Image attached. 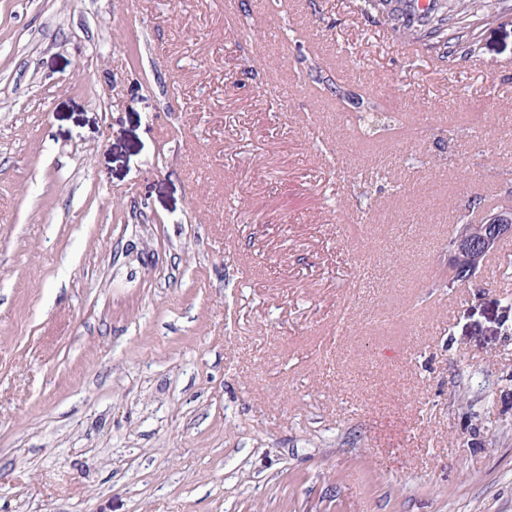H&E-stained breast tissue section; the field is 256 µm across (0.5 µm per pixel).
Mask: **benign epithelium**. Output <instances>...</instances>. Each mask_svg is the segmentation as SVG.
I'll list each match as a JSON object with an SVG mask.
<instances>
[{
  "instance_id": "1",
  "label": "benign epithelium",
  "mask_w": 512,
  "mask_h": 512,
  "mask_svg": "<svg viewBox=\"0 0 512 512\" xmlns=\"http://www.w3.org/2000/svg\"><path fill=\"white\" fill-rule=\"evenodd\" d=\"M512 236V211L498 209L486 213L481 231L474 235L465 230L457 233L448 251V270L450 277H455L457 259L462 254H470L476 264L484 262L494 252L499 243Z\"/></svg>"
}]
</instances>
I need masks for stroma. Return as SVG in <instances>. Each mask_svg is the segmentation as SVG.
<instances>
[{
    "instance_id": "35a3bbf8",
    "label": "stroma",
    "mask_w": 512,
    "mask_h": 512,
    "mask_svg": "<svg viewBox=\"0 0 512 512\" xmlns=\"http://www.w3.org/2000/svg\"><path fill=\"white\" fill-rule=\"evenodd\" d=\"M357 2L0 0V512H512V0ZM386 25L398 38L413 40L433 47L435 44H448V28L446 18L427 19L426 24L414 26L407 14L397 8L386 12ZM329 86L330 91L335 93L342 99L349 101L355 109H360L359 112L367 113L369 116H366L368 121H370L372 127H379V116H378V105L374 101H364V99L352 93L350 90L346 88H342L338 83L327 84ZM374 114V115H372ZM484 225L477 234H472L466 230L458 232L462 227L471 231L478 230L483 224L482 219L475 223L469 217L463 216L455 225V231L452 232L450 239L453 243L448 251V270L450 271V280H452L457 272L456 263L460 254L469 253L471 260L475 264H483L486 257L494 252L499 243L512 236V211L511 209H497L496 211H488L485 216ZM478 235L479 237H477ZM450 239L448 244L450 243Z\"/></svg>"
}]
</instances>
